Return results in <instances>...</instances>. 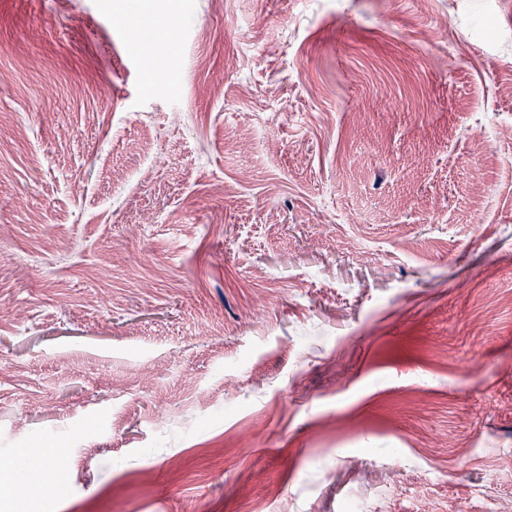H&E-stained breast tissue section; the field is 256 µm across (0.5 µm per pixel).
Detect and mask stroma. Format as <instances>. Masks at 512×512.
<instances>
[{
	"mask_svg": "<svg viewBox=\"0 0 512 512\" xmlns=\"http://www.w3.org/2000/svg\"><path fill=\"white\" fill-rule=\"evenodd\" d=\"M41 446L53 512H503L512 0H0V512Z\"/></svg>",
	"mask_w": 512,
	"mask_h": 512,
	"instance_id": "obj_1",
	"label": "stroma"
}]
</instances>
